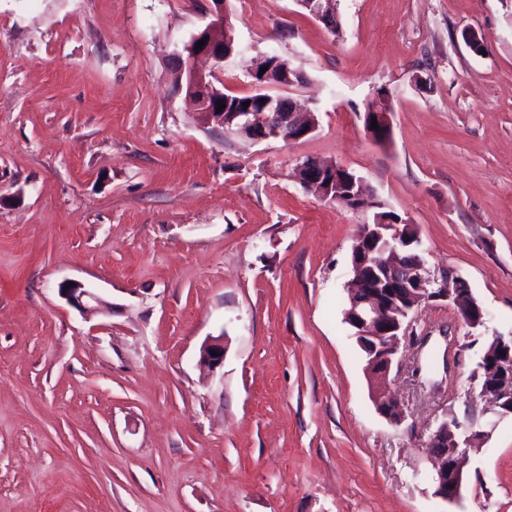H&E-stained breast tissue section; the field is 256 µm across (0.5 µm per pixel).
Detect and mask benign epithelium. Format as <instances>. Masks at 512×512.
Masks as SVG:
<instances>
[{
	"mask_svg": "<svg viewBox=\"0 0 512 512\" xmlns=\"http://www.w3.org/2000/svg\"><path fill=\"white\" fill-rule=\"evenodd\" d=\"M311 16L333 30L336 28L335 0H296ZM211 21L176 54L179 76H187L190 90L186 97L193 101L196 110L208 123L221 129L228 137H242L255 141L280 138L286 142H299L318 128L314 114L299 112L292 99L273 95L267 89L290 86L303 82L301 72L281 68V57L264 55L253 59L251 76L257 86L256 93L264 102L259 106H236L217 110V102H227L224 91L214 83V75L206 74L191 65L196 56H206L218 65L236 53L232 35L228 31V16L224 14L223 0H216L210 11ZM206 40L202 48L197 43ZM268 70L260 73L261 67ZM378 128L372 129V120ZM366 127L370 133H380V138L390 134V110L382 105L365 113ZM299 177L304 188H313L326 198L341 187L343 174L348 169L314 157L305 158L299 165ZM343 207L365 210L374 207L375 201L364 192L362 180H357L341 200ZM402 231L390 220L379 215L374 225L364 224L352 248L353 278L350 283V307L347 321L356 329L358 343L368 352L367 371L374 380L373 398L379 413L388 420L400 423L405 411L387 390L393 368L402 366V350L417 341L414 324L416 308L422 304L448 301L468 326L484 323L485 312L470 296L468 281L456 276L452 281L438 282L427 275L425 261L409 254L401 242ZM59 294L80 312L91 315L101 312V299L78 282L59 286ZM217 355H212V352ZM224 361V338L212 337L200 349V362L215 368ZM485 370L480 394L496 416L512 415V335L497 336L482 357ZM483 433L456 417L444 418L429 437L432 481L435 494L445 501H455L466 479L464 463L469 449L474 447Z\"/></svg>",
	"mask_w": 512,
	"mask_h": 512,
	"instance_id": "benign-epithelium-1",
	"label": "benign epithelium"
}]
</instances>
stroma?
Returning a JSON list of instances; mask_svg holds the SVG:
<instances>
[{"label": "stroma", "mask_w": 512, "mask_h": 512, "mask_svg": "<svg viewBox=\"0 0 512 512\" xmlns=\"http://www.w3.org/2000/svg\"><path fill=\"white\" fill-rule=\"evenodd\" d=\"M212 6L0 0V512H512V417L475 379L512 334V0H336L335 34L296 0H227L216 78L249 94L254 58L288 60L305 81L280 93L319 122L297 143L224 137L176 95ZM382 89L384 141L364 122ZM308 157L360 175L486 312L420 306L429 342L390 375L404 422L343 315L373 213L304 190ZM447 413L486 433L451 503L425 447ZM67 283H72V286L66 288ZM59 294L83 314L99 313L103 308V303L96 294L75 281H64L59 286ZM217 352V356L212 355ZM224 361V339L223 337H212L204 342L200 349V362L209 368H216Z\"/></svg>", "instance_id": "1"}]
</instances>
